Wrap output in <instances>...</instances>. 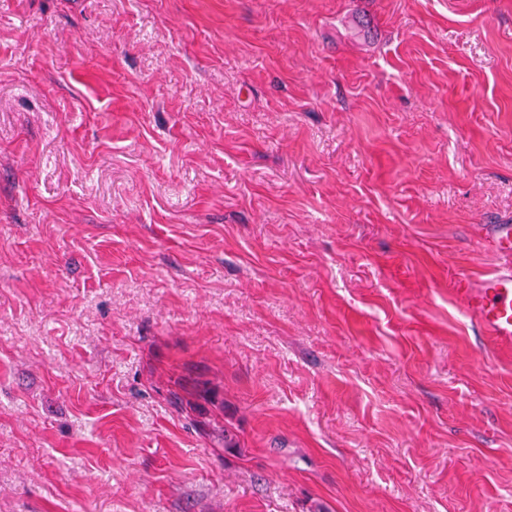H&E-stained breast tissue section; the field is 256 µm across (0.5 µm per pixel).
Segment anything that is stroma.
<instances>
[{
    "label": "stroma",
    "mask_w": 512,
    "mask_h": 512,
    "mask_svg": "<svg viewBox=\"0 0 512 512\" xmlns=\"http://www.w3.org/2000/svg\"><path fill=\"white\" fill-rule=\"evenodd\" d=\"M512 0H0V512H512ZM483 241L501 255H512V223L485 225ZM456 291L479 330L512 344V265L500 266L477 283L461 280Z\"/></svg>",
    "instance_id": "35a3bbf8"
}]
</instances>
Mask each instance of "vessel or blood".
I'll use <instances>...</instances> for the list:
<instances>
[{
  "instance_id": "obj_1",
  "label": "vessel or blood",
  "mask_w": 512,
  "mask_h": 512,
  "mask_svg": "<svg viewBox=\"0 0 512 512\" xmlns=\"http://www.w3.org/2000/svg\"><path fill=\"white\" fill-rule=\"evenodd\" d=\"M484 244L512 255V223L484 227ZM457 293L479 330L496 341L512 344V265L500 266L478 282L460 281Z\"/></svg>"
}]
</instances>
